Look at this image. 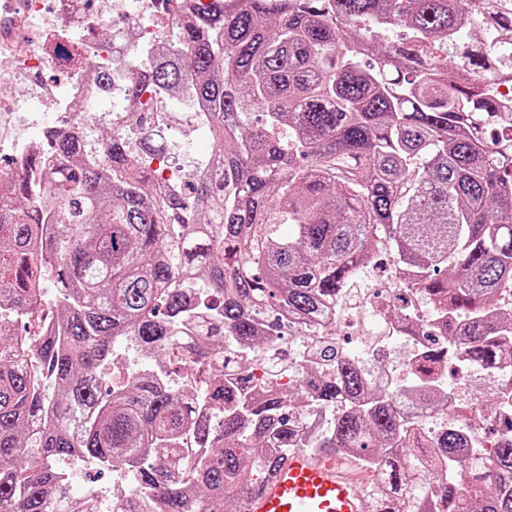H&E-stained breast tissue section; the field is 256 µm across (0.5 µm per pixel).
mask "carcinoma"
<instances>
[{"label": "carcinoma", "mask_w": 512, "mask_h": 512, "mask_svg": "<svg viewBox=\"0 0 512 512\" xmlns=\"http://www.w3.org/2000/svg\"><path fill=\"white\" fill-rule=\"evenodd\" d=\"M166 2L177 47L112 41L133 66L112 100L139 128L146 88L209 113L207 172L163 191L146 160L168 134L141 133L136 156L97 122L45 131L52 164L38 149L0 179V512H97L58 467L86 456L130 477L112 512H243L327 406L311 447L363 452L367 512H512V441L457 478L461 426L409 419L448 402L443 384L383 386L326 325L342 297L369 300L361 270L386 251L409 280L395 333H423L437 372L454 353L512 390V311L492 309L512 288V113L470 75L512 34V0L481 26L464 0H400L393 17L389 0ZM48 277L50 331L22 335ZM359 319L361 341L384 335ZM115 359L127 377L105 390ZM173 360L201 387L173 383ZM257 363L295 388L258 383Z\"/></svg>", "instance_id": "carcinoma-1"}]
</instances>
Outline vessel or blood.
Masks as SVG:
<instances>
[{
    "instance_id": "b4317fda",
    "label": "vessel or blood",
    "mask_w": 512,
    "mask_h": 512,
    "mask_svg": "<svg viewBox=\"0 0 512 512\" xmlns=\"http://www.w3.org/2000/svg\"><path fill=\"white\" fill-rule=\"evenodd\" d=\"M357 459L298 449L248 495L245 512H365Z\"/></svg>"
}]
</instances>
